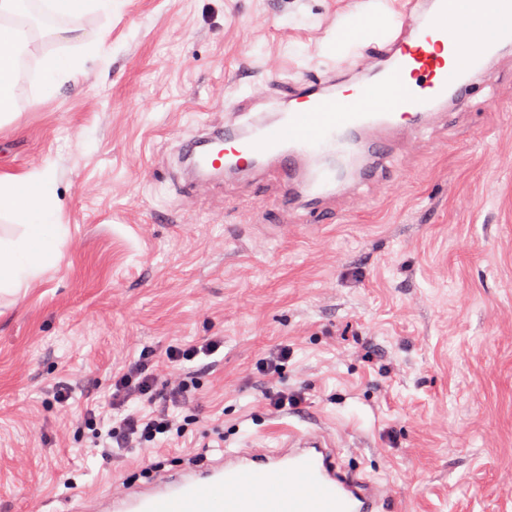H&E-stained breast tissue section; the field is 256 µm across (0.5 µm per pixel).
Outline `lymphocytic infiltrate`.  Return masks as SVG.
Listing matches in <instances>:
<instances>
[{
	"label": "lymphocytic infiltrate",
	"instance_id": "lymphocytic-infiltrate-1",
	"mask_svg": "<svg viewBox=\"0 0 512 512\" xmlns=\"http://www.w3.org/2000/svg\"><path fill=\"white\" fill-rule=\"evenodd\" d=\"M224 344L223 337L207 336L189 344L169 345L162 357L145 353L112 380V399L122 406L121 414H99L95 403L85 405L81 420L92 432V447L104 456L120 455L128 448H164L188 439L204 424L189 407L198 397L199 379L194 361L210 356ZM287 350L261 359L257 372L271 390L266 401L281 411L300 404V395L279 389Z\"/></svg>",
	"mask_w": 512,
	"mask_h": 512
}]
</instances>
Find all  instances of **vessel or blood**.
Returning <instances> with one entry per match:
<instances>
[{
    "instance_id": "1",
    "label": "vessel or blood",
    "mask_w": 512,
    "mask_h": 512,
    "mask_svg": "<svg viewBox=\"0 0 512 512\" xmlns=\"http://www.w3.org/2000/svg\"><path fill=\"white\" fill-rule=\"evenodd\" d=\"M402 2L370 80L330 75L299 85L271 116L259 113V99H241L234 117L179 151L186 186L272 178L285 199L323 208L381 170L402 133L444 121L487 62L512 50V0H491L485 24L456 0ZM389 496L342 465L322 433L286 430L278 447L162 472L90 512H381Z\"/></svg>"
}]
</instances>
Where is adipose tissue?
Returning <instances> with one entry per match:
<instances>
[{
    "instance_id": "ef3b65f1",
    "label": "adipose tissue",
    "mask_w": 512,
    "mask_h": 512,
    "mask_svg": "<svg viewBox=\"0 0 512 512\" xmlns=\"http://www.w3.org/2000/svg\"><path fill=\"white\" fill-rule=\"evenodd\" d=\"M23 0H0V125L14 113L19 64L36 58L45 92L78 81L86 59L96 49L81 44L76 55L39 54L36 38L21 21ZM50 165L19 174H0V217L6 216L21 228L16 237L0 236V291L20 289L30 279L58 266L63 254V227L57 222L61 201L51 191Z\"/></svg>"
}]
</instances>
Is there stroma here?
<instances>
[{"label":"stroma","instance_id":"obj_1","mask_svg":"<svg viewBox=\"0 0 512 512\" xmlns=\"http://www.w3.org/2000/svg\"><path fill=\"white\" fill-rule=\"evenodd\" d=\"M362 8L115 0L111 18L64 20L98 58L51 95L29 76L0 128V173L51 162L66 229L56 268L0 293V512H73L137 481L149 452L92 455L83 402L142 350L213 334L210 458L319 431L389 486L383 512H512V52L315 224L283 212L274 180L191 192L179 175L180 139L242 95L366 72L389 18L336 36ZM284 346L280 386L305 400L276 413L255 365Z\"/></svg>","mask_w":512,"mask_h":512}]
</instances>
